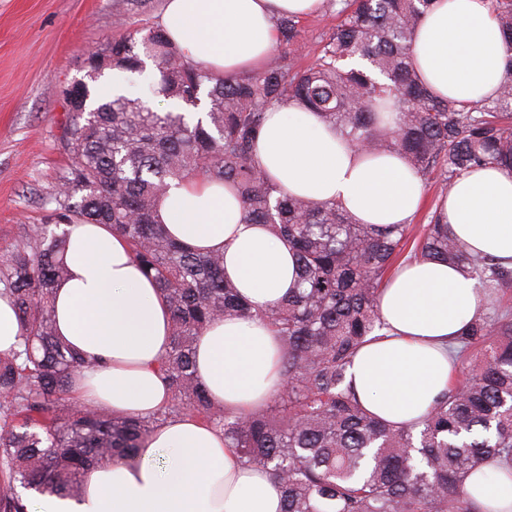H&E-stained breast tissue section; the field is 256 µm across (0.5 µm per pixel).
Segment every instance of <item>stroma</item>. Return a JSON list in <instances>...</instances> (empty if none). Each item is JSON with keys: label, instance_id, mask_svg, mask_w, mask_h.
<instances>
[{"label": "stroma", "instance_id": "1", "mask_svg": "<svg viewBox=\"0 0 512 512\" xmlns=\"http://www.w3.org/2000/svg\"><path fill=\"white\" fill-rule=\"evenodd\" d=\"M119 0H0V254L42 224L68 157L63 88L84 50L110 39Z\"/></svg>", "mask_w": 512, "mask_h": 512}]
</instances>
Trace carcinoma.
I'll return each mask as SVG.
<instances>
[{
  "instance_id": "1",
  "label": "carcinoma",
  "mask_w": 512,
  "mask_h": 512,
  "mask_svg": "<svg viewBox=\"0 0 512 512\" xmlns=\"http://www.w3.org/2000/svg\"><path fill=\"white\" fill-rule=\"evenodd\" d=\"M433 0H323L339 24L308 66L300 21L276 22L277 45L257 72L213 75L186 59L160 26L115 17L118 34L92 51L112 70L152 66V92L165 112L90 82L85 109L65 131L64 191L45 224L28 225L0 255V296L17 309L21 348L0 353V512H27L21 484L42 495L82 499L89 467L134 459L154 429L191 414L221 431L248 465L279 483L282 512H475L469 477L491 463L512 466V307L501 292L512 269L469 257L435 212L410 224H358L334 202H313L277 185L253 159L265 112L294 100L371 152H398L441 194L487 163L512 169V55L492 99L462 105L433 96L412 63L414 34ZM512 49V0H492ZM395 112L396 126L383 115ZM207 177L234 184L244 221L261 224L297 254L299 286L253 309L224 279V255L192 252L155 218L171 182ZM71 224H108L152 274L171 311L162 370L170 401L153 416L86 408L70 379L83 357L56 334L55 289L68 274ZM463 264L486 294V312L450 346L458 376L416 423L369 414L345 372L355 353L385 329L378 294L395 265ZM255 316L283 346L282 383L268 404L244 416L213 402L198 379L195 343L215 320Z\"/></svg>"
}]
</instances>
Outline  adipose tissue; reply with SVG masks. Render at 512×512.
Wrapping results in <instances>:
<instances>
[{"instance_id":"adipose-tissue-1","label":"adipose tissue","mask_w":512,"mask_h":512,"mask_svg":"<svg viewBox=\"0 0 512 512\" xmlns=\"http://www.w3.org/2000/svg\"><path fill=\"white\" fill-rule=\"evenodd\" d=\"M321 0H166L161 23L183 55L214 75L260 70L276 40L275 21L318 11ZM507 45L490 0H435L414 35L413 64L433 95L475 102L504 78ZM257 163L276 183L315 202L342 204L362 224H408L425 186L392 152L365 156L315 112L292 102L265 115ZM435 208L467 250L512 264V170L489 163L459 176ZM169 235L193 251L219 252L224 275L254 308L294 290L296 260L287 243L244 221L226 183L195 179L172 186L157 206ZM70 275L58 285V336L91 365L75 374L71 394L88 407L150 416L170 389L160 364L171 317L156 282L134 260L126 240L105 224L68 228ZM478 281L461 266L409 261L379 293L389 327L365 344L346 375L370 414L394 423L418 421L455 378L446 346L485 306ZM279 336L256 317L210 323L195 346L196 373L211 399L236 414L263 406L282 377ZM171 462L157 467L158 452ZM81 501L52 497L42 512H281L279 484L244 465L224 435L193 416L157 427L138 459L87 469ZM467 490L475 512H512V474L474 475Z\"/></svg>"}]
</instances>
